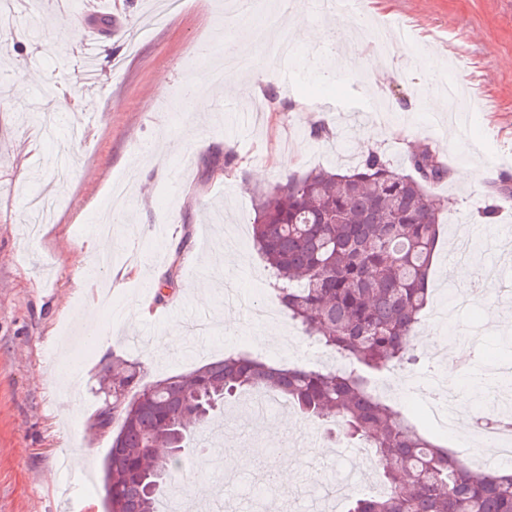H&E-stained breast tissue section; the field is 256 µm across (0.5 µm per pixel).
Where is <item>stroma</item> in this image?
Masks as SVG:
<instances>
[{
  "mask_svg": "<svg viewBox=\"0 0 512 512\" xmlns=\"http://www.w3.org/2000/svg\"><path fill=\"white\" fill-rule=\"evenodd\" d=\"M29 2L6 0L13 31L0 45V512H105L102 461L113 433L97 429L95 417L105 402L100 378L113 357L141 363L148 382L233 352L270 361L279 351L287 363L311 358L317 344L298 340L288 317L256 326L240 306L225 304L224 291L278 309L251 238L259 194L314 168L352 167L370 146L401 167L411 150L426 146L448 168L473 169L470 181L450 179L435 189L448 206L426 314L434 316L454 292L456 230L491 237L478 263H493L498 280L478 307L442 330L453 342L481 328L472 361L453 381L466 405L488 401L496 381L487 369L512 363V333L503 327L512 312L499 302L512 288V0H358L356 12L340 20L308 10L307 0H288L284 12L279 0H262L276 19L260 33L248 21L226 26L233 0L174 7L165 0H64L50 14ZM297 10L306 11L315 39L276 58L268 42L287 33ZM75 23L82 35L74 43ZM375 23L407 29L412 38L383 64L372 48ZM242 41L253 68L265 70L278 92L274 111L256 128L249 120L260 96L250 74L208 86L205 112L181 92L188 81L206 84L196 47L221 52ZM457 53L467 60L462 80L481 92L464 140L449 136L447 113L433 115L425 105ZM90 54L99 64L92 80L84 76ZM161 78L170 96H154ZM379 97L396 105L392 121L377 124L370 141L357 139L367 129L365 107ZM228 101L235 112L225 111ZM303 102L310 111H299ZM318 123L333 137H313ZM280 156L289 157L288 166L277 164ZM258 169L265 173L259 181ZM489 205L497 211L490 224L481 216ZM76 250L86 253L97 285L111 287V311H91L89 292L75 286ZM106 252L111 267L132 263L142 276L96 269ZM172 266V293L156 301L159 279ZM208 280L212 293L197 299V284ZM147 300L152 314L144 318L139 306ZM53 350L74 373L70 389L53 383L60 367L48 357ZM394 406L412 411L438 444L460 448L458 435L438 429L427 392ZM241 407L230 402L207 423L204 445L187 456L173 493L194 500L218 489L220 512H244L288 448L296 469L273 512H317L326 486L349 478V458L294 409L273 416V423L291 422L277 437L256 430Z\"/></svg>",
  "mask_w": 512,
  "mask_h": 512,
  "instance_id": "stroma-1",
  "label": "stroma"
}]
</instances>
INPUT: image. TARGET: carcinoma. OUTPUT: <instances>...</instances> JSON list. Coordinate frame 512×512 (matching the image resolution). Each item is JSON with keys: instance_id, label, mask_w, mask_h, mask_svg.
I'll use <instances>...</instances> for the list:
<instances>
[{"instance_id": "carcinoma-1", "label": "carcinoma", "mask_w": 512, "mask_h": 512, "mask_svg": "<svg viewBox=\"0 0 512 512\" xmlns=\"http://www.w3.org/2000/svg\"><path fill=\"white\" fill-rule=\"evenodd\" d=\"M408 162L407 173L372 149L348 171L290 176L257 199L252 240L281 306L345 364L311 368L230 354L145 383L138 364L112 359L105 377L119 412L104 406L95 422L101 430L118 424L104 460L112 488L106 512H159L161 487L183 465L184 436L224 401L255 389L370 444L386 488L352 497L348 512H512V473L474 470L372 390L373 376L418 361L413 341L431 297L445 209L434 193L448 178L445 164L427 147ZM176 443L179 451L159 452Z\"/></svg>"}]
</instances>
